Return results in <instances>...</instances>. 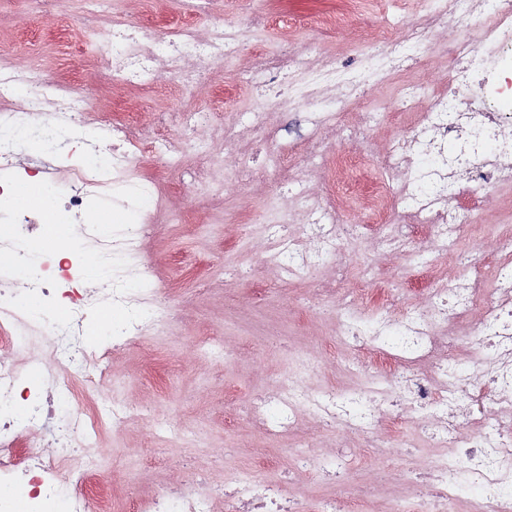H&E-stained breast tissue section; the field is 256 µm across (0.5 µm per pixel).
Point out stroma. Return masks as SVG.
Segmentation results:
<instances>
[{
	"mask_svg": "<svg viewBox=\"0 0 512 512\" xmlns=\"http://www.w3.org/2000/svg\"><path fill=\"white\" fill-rule=\"evenodd\" d=\"M342 7V0H58L49 13L37 0H0V47L26 39L21 60L54 80L88 86L97 123L132 120L148 139L155 136L161 115L167 132L178 134L180 90L163 81L150 90L118 81L89 87L88 65L97 44L94 32L73 39L47 36L53 18L95 11L134 23L152 14L171 25L192 22L201 34L218 20L238 26L243 34L241 55L215 64L210 83L194 90L197 104L214 114L212 128L199 132L198 138L210 144L218 163L202 176L194 171L195 158L189 153L182 173L167 170L163 158H143L144 172L157 178L166 194L155 233L143 247L144 261L160 289L181 304V316L153 331L139 346L114 349L110 373L99 391L81 387L76 392L78 405L92 416L107 400L135 408L124 427H104L96 446L83 451L94 459L100 481L111 491L112 512H133L140 493L162 489L198 469L205 470L214 484L240 472L273 477L294 454L329 457L340 447L350 463L347 485L331 483L314 468L289 481V496L302 499L309 512H320L324 499L349 498L351 486L382 469L384 487L360 503L356 512H390L394 506L399 512H421L417 491L402 482L408 466L403 456L372 455L357 446L354 436L342 439L322 431L310 417L302 418L289 436L270 441L232 405L287 374L297 375L313 389L359 381L355 375L342 378L336 363L356 365L364 354L335 347L337 321L322 315L327 301L316 293L319 282L330 278L331 267L288 284L259 259L264 247L257 235L260 225L281 221L297 227L303 222L295 202L283 193V184L303 180L310 189L318 187L294 162L310 124H302L299 134H281L262 155L255 152V131L240 125L235 157L257 155L267 169L261 182H242L235 157H226L224 148L225 127L260 103L247 71L255 43L273 49L287 42L313 59L333 56L358 64L383 14L417 18L426 3L360 0L357 18L344 31L318 35L316 26ZM257 10L266 12L267 22L256 32L251 17ZM223 84L232 85V97L215 95V87ZM399 84V79H392L376 92L372 106L377 120L373 139L365 146L367 157L357 174L342 173L341 181L349 183L357 176L383 179L379 160L387 142L415 117L413 109L401 105ZM482 197L456 246L433 252L430 258L445 274L460 273L468 251L493 240L501 225L512 222V188L490 187ZM215 338L232 348V356L206 350V343Z\"/></svg>",
	"mask_w": 512,
	"mask_h": 512,
	"instance_id": "stroma-1",
	"label": "stroma"
}]
</instances>
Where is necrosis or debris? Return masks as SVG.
Returning <instances> with one entry per match:
<instances>
[{
    "label": "necrosis or debris",
    "instance_id": "1",
    "mask_svg": "<svg viewBox=\"0 0 512 512\" xmlns=\"http://www.w3.org/2000/svg\"><path fill=\"white\" fill-rule=\"evenodd\" d=\"M435 2L419 20L383 28L368 66L348 68L332 57L314 62L285 43L253 52L251 73L268 91L251 113L259 144L274 137L269 114L308 107L315 131L299 162L322 181L317 193L303 184L295 189L304 201L301 229L307 247L295 244L287 225L266 224L259 231L264 262L280 279L290 281L330 263L333 275L324 293L341 295L350 267L336 228L346 218L350 193L363 198L376 249L415 259L422 254L419 239H430L439 250L455 245L463 218L475 211L484 187L512 186V136L504 132L512 126V0ZM438 33L448 36L447 92L407 86L405 102L419 100L423 108L417 123L390 141L382 157L385 179L344 188L338 172L361 162L344 146L365 141L374 116L365 113L358 124L346 126L337 121V108H355L376 81H387ZM241 47L240 33L220 23L204 37L187 22L163 37L152 22L133 26L116 18L104 31L97 60L104 76L125 84L161 77L178 82L184 113L191 126L202 128L211 125L213 115L192 102L196 76L213 61L232 60ZM53 96L65 101L64 109H48ZM19 98L24 101L20 109L15 106ZM90 109L83 88L0 60V219L12 225L11 235L0 238V256H8L14 271L25 274L28 297L44 311L41 319H33L12 282L1 281L0 317L11 319L12 326L0 330V345L23 347L27 328L36 323L55 361L54 370H30L23 384L16 364L0 359V512H16L21 495L25 512H108L110 495L85 489L88 467L60 470L70 449L94 442L92 423L73 407L74 382L97 390L108 374L112 348L137 343L178 316L175 305L162 302L142 260L163 192L140 168L144 154L158 152L171 170H178L184 143L161 133L142 140L137 124L128 120L90 130ZM27 139L43 145L27 167L41 173L46 184H53L60 160H70L71 192L60 209L94 241L95 259L104 266L98 287L86 290L62 319L52 307L61 284L51 276L49 261H37L26 247L41 235L42 220L35 213L13 212L10 171ZM92 201L138 212L139 222L99 232L85 212ZM491 258L496 279L488 288L479 272ZM358 291L376 313L364 324L352 303H342L339 338L366 352L363 382L348 390H317L287 377L252 396L244 413L271 438L291 433L305 413L356 436L365 447L396 454L405 450L400 421L410 419L431 448L426 468L416 476L426 492V512H450L465 483L478 490L467 512H512V231L502 232L492 250L470 252L464 273L426 285L421 302L402 305L379 267L363 278ZM482 293L490 299L481 317L470 321L471 306ZM104 300L123 316L101 341L85 343L84 323ZM22 431L34 436L24 447L17 443ZM42 435L56 436L57 455H44L38 442ZM65 480L74 493L62 494ZM222 494L228 512H305L303 502L282 495L277 480L230 479ZM212 498V492L180 482L140 500L139 512H212Z\"/></svg>",
    "mask_w": 512,
    "mask_h": 512
}]
</instances>
